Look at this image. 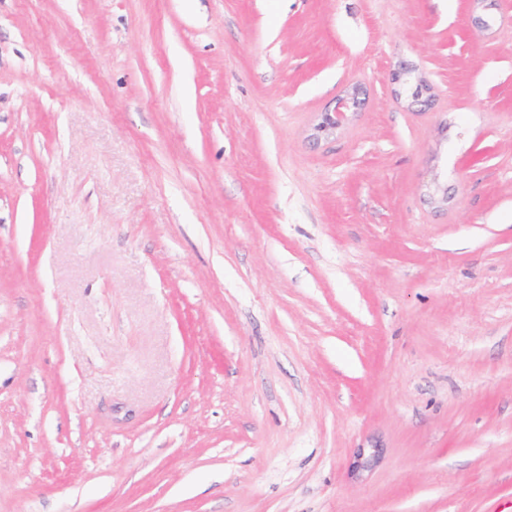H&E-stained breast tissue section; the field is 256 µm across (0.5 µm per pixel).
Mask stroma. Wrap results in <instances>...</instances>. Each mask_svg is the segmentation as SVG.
<instances>
[{"label": "stroma", "mask_w": 512, "mask_h": 512, "mask_svg": "<svg viewBox=\"0 0 512 512\" xmlns=\"http://www.w3.org/2000/svg\"><path fill=\"white\" fill-rule=\"evenodd\" d=\"M0 512H512V0H0ZM360 89L355 86L337 99L336 107L332 112H325L317 130L322 133H329L336 130L345 118L346 112L353 111L359 106Z\"/></svg>", "instance_id": "stroma-1"}]
</instances>
